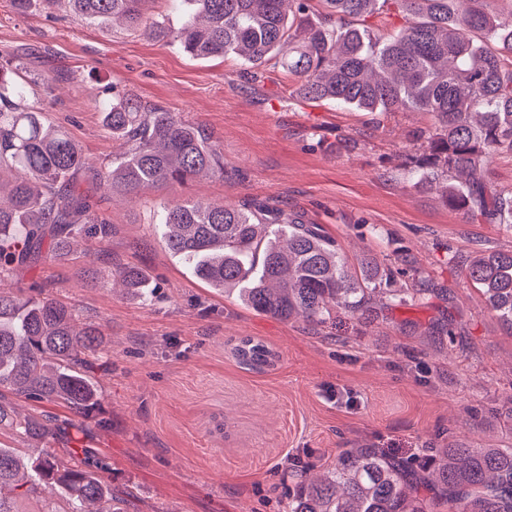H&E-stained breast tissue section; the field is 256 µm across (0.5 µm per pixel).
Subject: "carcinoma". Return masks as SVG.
Instances as JSON below:
<instances>
[{
  "label": "carcinoma",
  "mask_w": 512,
  "mask_h": 512,
  "mask_svg": "<svg viewBox=\"0 0 512 512\" xmlns=\"http://www.w3.org/2000/svg\"><path fill=\"white\" fill-rule=\"evenodd\" d=\"M24 16L58 0H11ZM77 17L122 21L191 57L233 54L250 78L276 65L292 93L362 112H424L433 123L408 133L404 167L425 192L443 186L448 209L466 220L512 227V188L488 178L495 156L512 157V0H172L185 17L172 29L148 16L150 0H66ZM390 7L404 24L393 34L369 20ZM24 64L0 61V429L29 442L65 433L62 423L17 418L4 392L62 402L77 414L98 404L90 356L101 333L46 295L22 296L1 281L20 264L35 265L73 249L83 236H107L111 225L80 191L87 170L113 197L132 200L147 187L185 186L201 175L224 176L218 147L176 112L115 92L102 122L123 144L107 167L89 164L68 133L29 104ZM155 224L166 248L218 291L234 290L257 313L322 323L332 311L372 316V300L390 273L363 257L349 268L318 224H302L267 202L226 205L176 199ZM487 307L512 331V251H487L460 262ZM123 289L147 298L152 286L137 267L120 271ZM250 368L274 364L265 344L243 338L233 348ZM96 452L43 449L22 456L0 448V488L31 494L53 488L63 512H129L127 499L103 480ZM512 512V447L454 442L404 463L374 448H344L318 480H300L288 512Z\"/></svg>",
  "instance_id": "carcinoma-1"
}]
</instances>
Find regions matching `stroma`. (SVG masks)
Segmentation results:
<instances>
[{"label":"stroma","mask_w":512,"mask_h":512,"mask_svg":"<svg viewBox=\"0 0 512 512\" xmlns=\"http://www.w3.org/2000/svg\"><path fill=\"white\" fill-rule=\"evenodd\" d=\"M18 56L47 76L33 100L66 128L89 162L120 146L101 122L113 89L177 112L224 155L223 177L160 186L134 201L98 199L106 237L23 267L11 281L43 289L79 322L99 326L103 356L93 415L58 403L14 400L20 416L68 420L72 446L95 448L130 512H285L296 475H323L345 448L410 460L457 440L512 445V332L484 305L457 259L512 250V228L468 223L438 195L419 193L400 166L419 112L370 113L292 95L287 75H244L233 55L195 59L120 24L86 23L66 5L17 15L0 0V59ZM194 198H257L321 225L349 264L368 255L395 269L372 322L333 312L325 323L282 321L194 278L157 233L159 206ZM136 266L154 286L144 300L112 281ZM451 334H444V327ZM251 337L276 355L252 370L232 353ZM336 389L342 400L331 401Z\"/></svg>","instance_id":"35a3bbf8"}]
</instances>
